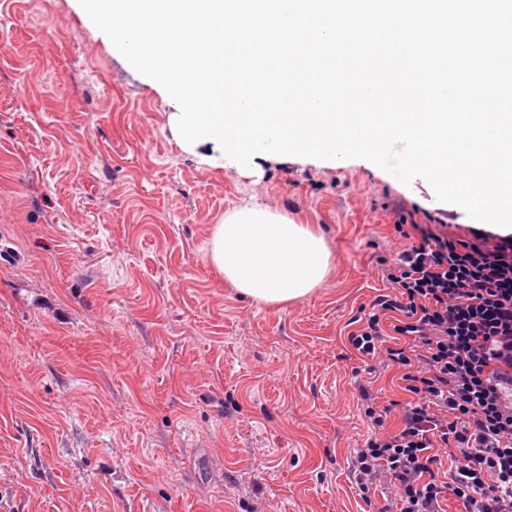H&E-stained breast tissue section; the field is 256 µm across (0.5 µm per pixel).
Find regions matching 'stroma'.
Returning a JSON list of instances; mask_svg holds the SVG:
<instances>
[{"label": "stroma", "instance_id": "obj_1", "mask_svg": "<svg viewBox=\"0 0 512 512\" xmlns=\"http://www.w3.org/2000/svg\"><path fill=\"white\" fill-rule=\"evenodd\" d=\"M78 0H0V512H367L348 324L394 259L391 207L467 225L372 163L203 161ZM331 271L276 307L213 271L251 198Z\"/></svg>", "mask_w": 512, "mask_h": 512}]
</instances>
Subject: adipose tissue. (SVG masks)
I'll list each match as a JSON object with an SVG mask.
<instances>
[{
    "mask_svg": "<svg viewBox=\"0 0 512 512\" xmlns=\"http://www.w3.org/2000/svg\"><path fill=\"white\" fill-rule=\"evenodd\" d=\"M210 261L240 294L277 306L319 288L329 274L332 253L310 225L255 203L225 214L214 226Z\"/></svg>",
    "mask_w": 512,
    "mask_h": 512,
    "instance_id": "obj_1",
    "label": "adipose tissue"
}]
</instances>
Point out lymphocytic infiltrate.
Listing matches in <instances>:
<instances>
[{"instance_id": "1", "label": "lymphocytic infiltrate", "mask_w": 512, "mask_h": 512, "mask_svg": "<svg viewBox=\"0 0 512 512\" xmlns=\"http://www.w3.org/2000/svg\"><path fill=\"white\" fill-rule=\"evenodd\" d=\"M394 211L405 245L348 343L405 398L356 382L369 435L350 472L363 497L384 489L372 512H512V236Z\"/></svg>"}]
</instances>
